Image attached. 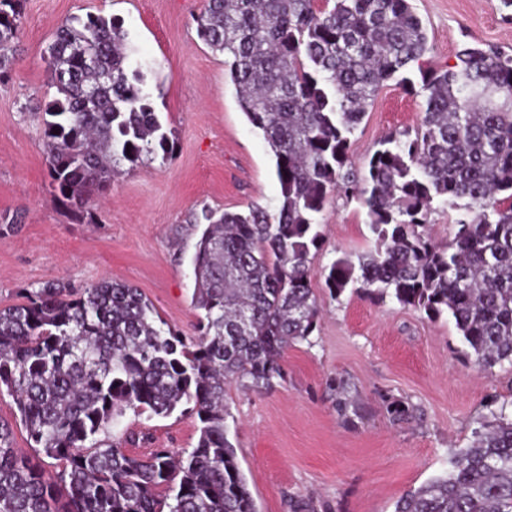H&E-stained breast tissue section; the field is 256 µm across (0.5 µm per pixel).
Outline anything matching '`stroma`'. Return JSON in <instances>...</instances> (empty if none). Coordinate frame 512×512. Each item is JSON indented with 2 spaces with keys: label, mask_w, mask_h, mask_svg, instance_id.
<instances>
[{
  "label": "stroma",
  "mask_w": 512,
  "mask_h": 512,
  "mask_svg": "<svg viewBox=\"0 0 512 512\" xmlns=\"http://www.w3.org/2000/svg\"><path fill=\"white\" fill-rule=\"evenodd\" d=\"M205 0H25L9 78L0 80V308L50 282L82 288L108 277L138 288L160 318L196 338L190 259L203 209L275 211V159L242 111L223 53L199 39ZM426 28L428 66L454 65L466 44L512 53V18L498 0H412ZM121 19L145 63L151 104L173 145L115 177L90 213L55 194L41 106L55 93L44 57L58 23ZM423 98L397 81L375 95L351 136L363 167L377 142L414 131ZM311 253L320 311L309 340L293 343L272 387L233 384L225 399L230 439L260 512H394L396 501L447 466L483 416L512 403V369L480 370L452 320L346 289L332 297L322 272L374 245L365 209L332 197ZM411 415L393 420L390 407ZM197 418L126 414L110 439L133 455L195 446Z\"/></svg>",
  "instance_id": "1"
}]
</instances>
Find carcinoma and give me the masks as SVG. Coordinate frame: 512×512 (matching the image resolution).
<instances>
[{
    "label": "carcinoma",
    "instance_id": "1",
    "mask_svg": "<svg viewBox=\"0 0 512 512\" xmlns=\"http://www.w3.org/2000/svg\"><path fill=\"white\" fill-rule=\"evenodd\" d=\"M25 0H0V78L8 75ZM198 36L225 64L238 101L275 157L277 212L202 211L191 259L199 334L166 327L136 288L102 279L51 283L0 308V390L31 449L0 423V512H258L229 439L224 396L263 388L280 359L317 325L309 256L317 217L336 193L366 209L374 250L324 270L348 287L391 298L430 319L448 316L474 363L512 367V54L466 46L426 68L427 34L410 0H207ZM46 63L56 95L44 137L52 185L88 210L124 165L168 153L141 64L117 18L60 22ZM415 133L377 143L363 172L350 135L390 80L415 91ZM465 212L448 243L433 241L434 205ZM194 414L190 450L140 457L100 438L131 410ZM394 512H512V413L490 412L448 467L403 495Z\"/></svg>",
    "mask_w": 512,
    "mask_h": 512
}]
</instances>
